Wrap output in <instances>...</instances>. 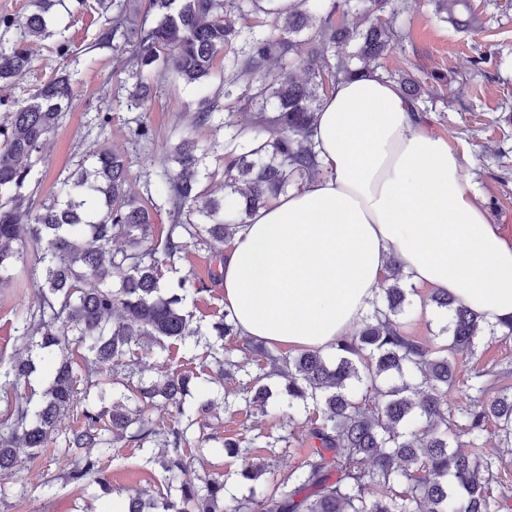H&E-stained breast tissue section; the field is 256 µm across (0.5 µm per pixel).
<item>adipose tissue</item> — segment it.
I'll return each instance as SVG.
<instances>
[{"label":"adipose tissue","mask_w":512,"mask_h":512,"mask_svg":"<svg viewBox=\"0 0 512 512\" xmlns=\"http://www.w3.org/2000/svg\"><path fill=\"white\" fill-rule=\"evenodd\" d=\"M323 176L259 209L224 256V308L243 335L294 349L349 335L397 258L495 324L512 317V238L465 183L463 156L425 131L397 86L343 80L313 136Z\"/></svg>","instance_id":"obj_1"}]
</instances>
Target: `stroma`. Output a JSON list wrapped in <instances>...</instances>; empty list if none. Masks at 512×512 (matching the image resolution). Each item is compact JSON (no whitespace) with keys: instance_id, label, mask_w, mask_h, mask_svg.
<instances>
[{"instance_id":"stroma-1","label":"stroma","mask_w":512,"mask_h":512,"mask_svg":"<svg viewBox=\"0 0 512 512\" xmlns=\"http://www.w3.org/2000/svg\"><path fill=\"white\" fill-rule=\"evenodd\" d=\"M470 6L477 24L464 33L437 16L429 0H412L405 14L406 38L383 59L382 67L391 72L406 70L419 78L440 75L439 96L428 106L426 127L464 153L469 191L484 204L497 199V208L488 216L512 238V123L506 120L512 114V0H470ZM54 13L58 21L52 36L30 44L31 60L25 75L0 89V95L23 101L58 74L70 72L78 79L71 108L49 134L42 152L31 160L29 198L33 204L49 198L79 161L102 145L125 158L131 190L143 197L148 187L157 186L168 153L184 133L202 143L223 142L219 121L194 122L202 98L224 96L223 59H216L204 86L162 80L144 111H130L124 98L133 81L118 68L111 46L100 41L105 15L98 0H86L82 7L76 0H67L65 5L55 6ZM61 41L69 45L68 56L56 51ZM481 53L502 58V65L475 67L473 61ZM105 114L111 120L102 130L98 123ZM140 121L151 127V141L134 139L132 131ZM33 263L32 254H25L17 264L15 281L0 287V355L9 357L14 352L16 312L38 302V290L31 280ZM211 268L210 252L197 245L189 247L175 269L164 272L165 281L186 275L200 286L196 302L187 309L205 325L224 312V290L211 280ZM205 352L204 345L190 338L169 341L162 347L144 346L132 356V369L146 381L166 368L196 370ZM483 366L512 367V336L482 335L475 355L457 357L455 384L448 391L449 409L465 406L471 371ZM316 417L313 408L292 409L284 401L278 409L265 413L243 407L228 414L219 404L204 432L252 439L253 457L283 478L307 456L306 435ZM73 425L71 417H64L37 460L21 463L12 478L0 480V512H112L113 497L161 486L162 450L158 447L115 448V459L108 468L111 494H102L94 484L79 487L68 483L60 454L64 434ZM194 454L197 462L192 476L209 473L222 477L227 496H247V487L236 475L238 458L214 451L209 444L195 449Z\"/></svg>"}]
</instances>
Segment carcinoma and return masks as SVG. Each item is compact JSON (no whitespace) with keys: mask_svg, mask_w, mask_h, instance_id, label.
<instances>
[{"mask_svg":"<svg viewBox=\"0 0 512 512\" xmlns=\"http://www.w3.org/2000/svg\"><path fill=\"white\" fill-rule=\"evenodd\" d=\"M23 19L0 15V82L22 77L30 64L29 42L48 33V13L57 0H35ZM399 0H296L287 14L265 0H149L155 19L130 23L125 0H112L101 40L113 53H129L124 66L135 79L126 96L129 110L145 108L151 83L173 77L203 85L214 59L224 53V104L204 100L197 123L224 112V195L201 188L207 159L216 145L186 137L173 148L148 206L127 188L126 160L103 148L89 166L63 179L39 207L21 194L29 182L30 159L41 152L73 95L69 75L53 78L19 104L0 125V287L11 283L24 251L40 268L37 310L16 313L19 348L0 360V381L17 385L48 364L37 405L18 395L0 411V478L16 471L19 455L36 459L59 417L76 416L65 436L67 480L109 490L103 463L112 448H146L161 438L166 490L181 492L182 507L164 498L138 495L128 512H500L508 499L502 473L512 468V389L499 387L504 373L478 369L470 376L467 403L459 416L448 412V385L455 381V356L472 353L485 328L481 315L436 290L430 302L446 316L441 335L448 343L431 349L400 320L409 295L408 275L391 259L385 285L351 337L336 342L329 358L319 350L282 356L240 335L229 313L211 325L222 340L236 337L235 351L258 373H246L235 393L245 405L265 407L270 392L262 381L282 380L288 407L318 411L308 439L314 443L288 477L256 487L265 465L249 456L239 438L220 449L241 458L238 475L249 495L226 500L224 480H185L194 460L192 443L212 401L194 373L165 369L149 383H133L125 357L138 337L157 341L205 335L186 311L201 289L181 277L161 285L163 268L175 264L190 244L223 253L253 215L289 189L322 173L313 150V128L322 94L341 79L375 74L370 64L390 54L402 39L396 25ZM467 0H434L435 12L459 28L457 8ZM312 47L297 52L302 34ZM411 111L435 95L434 86L404 73L388 74ZM255 113L249 126L234 120ZM172 218L156 233L154 213ZM214 366L203 364L220 385L235 366L224 346L208 345ZM132 394L134 406L121 400ZM195 402L187 403V398ZM171 408V422L151 416L158 404ZM501 452L480 453L489 423ZM469 437L470 452L452 446L450 434Z\"/></svg>","mask_w":512,"mask_h":512,"instance_id":"obj_1","label":"carcinoma"}]
</instances>
